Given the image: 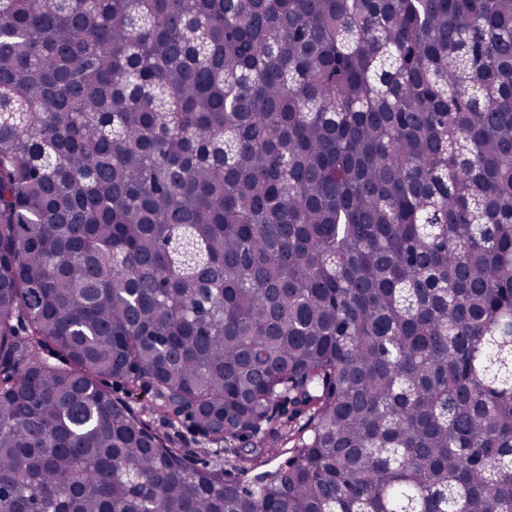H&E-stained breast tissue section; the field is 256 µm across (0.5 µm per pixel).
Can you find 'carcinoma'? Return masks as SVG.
Returning a JSON list of instances; mask_svg holds the SVG:
<instances>
[{"instance_id":"1","label":"carcinoma","mask_w":512,"mask_h":512,"mask_svg":"<svg viewBox=\"0 0 512 512\" xmlns=\"http://www.w3.org/2000/svg\"><path fill=\"white\" fill-rule=\"evenodd\" d=\"M145 507L512 512V0H0V512ZM129 402L134 410L149 424L158 427L162 426V415L157 411L150 395L145 393L134 394L130 396ZM167 430L174 436L179 444V448L192 450L196 453L193 456L199 460L211 463L218 462L223 466L226 465V467L234 461L233 456L224 453V450L219 455H215L213 449L220 447L205 441L190 425V422L181 423L176 428Z\"/></svg>"}]
</instances>
